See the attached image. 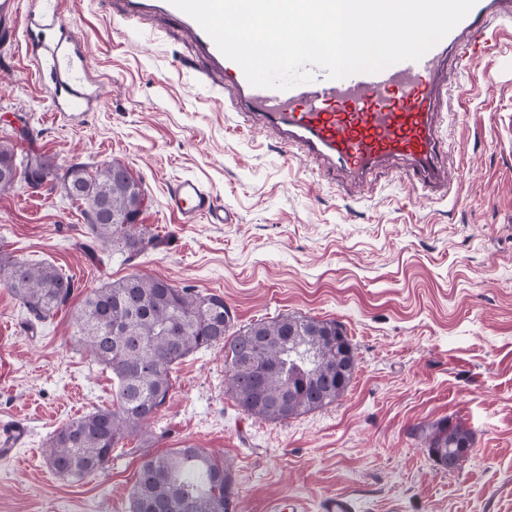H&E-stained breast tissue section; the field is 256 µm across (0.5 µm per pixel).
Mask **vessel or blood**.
I'll list each match as a JSON object with an SVG mask.
<instances>
[{"label":"vessel or blood","mask_w":512,"mask_h":512,"mask_svg":"<svg viewBox=\"0 0 512 512\" xmlns=\"http://www.w3.org/2000/svg\"><path fill=\"white\" fill-rule=\"evenodd\" d=\"M121 18L134 26L147 13L177 19L200 49L223 71L230 95L224 105L246 125H261L278 135L288 156L331 165L345 171L351 183L362 182L384 163L406 161L409 184L424 192L447 188L440 166L441 139L437 114L449 93L464 95V86L449 89V66L467 70L492 54L499 45L500 20L512 19V0H477L469 14L419 60L403 61L377 73H359L341 80L302 83L287 90L257 88L242 68L226 58L202 27L174 7L170 0H120ZM58 0H0V30L8 38L18 31L27 36L64 27ZM55 82L49 90L57 116L76 117L89 111L91 98L82 89L87 61L79 43L58 42L38 59ZM170 209L184 223L206 218L212 224H231L235 216L216 204L202 184L185 179L169 190ZM29 436L19 419L0 423V457L14 456Z\"/></svg>","instance_id":"b4317fda"}]
</instances>
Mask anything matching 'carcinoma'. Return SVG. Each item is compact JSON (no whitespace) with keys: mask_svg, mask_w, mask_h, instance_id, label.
Segmentation results:
<instances>
[{"mask_svg":"<svg viewBox=\"0 0 512 512\" xmlns=\"http://www.w3.org/2000/svg\"><path fill=\"white\" fill-rule=\"evenodd\" d=\"M33 174L39 187L54 175L41 155L16 162L0 146V170ZM63 182L82 202L91 234L132 260L161 240L137 224L142 183L105 164L95 173L70 165ZM0 287L20 303L29 323H45L69 306L75 282L46 263L0 262ZM78 342L112 372V405L65 423L46 442L47 464L60 477L81 479L102 469L127 438L145 431L167 403L170 370L212 347L224 351L228 390L247 416L285 422L328 407L347 392L356 355L342 324L281 315L235 327L224 297L177 288L161 277L134 273L88 292L74 309ZM430 455L459 467L472 447L470 433L445 422L421 430ZM237 492L231 468L203 448L184 445L141 463L131 489V512H232Z\"/></svg>","mask_w":512,"mask_h":512,"instance_id":"cac0c4a2","label":"carcinoma"}]
</instances>
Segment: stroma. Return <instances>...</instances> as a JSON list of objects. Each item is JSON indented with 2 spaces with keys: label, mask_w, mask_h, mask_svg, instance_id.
Returning <instances> with one entry per match:
<instances>
[{
  "label": "stroma",
  "mask_w": 512,
  "mask_h": 512,
  "mask_svg": "<svg viewBox=\"0 0 512 512\" xmlns=\"http://www.w3.org/2000/svg\"><path fill=\"white\" fill-rule=\"evenodd\" d=\"M59 2L98 103L81 122L55 118L25 40L0 46V143L20 159L47 156L60 175L75 162L124 164L145 189L138 222L164 244L131 261L98 250L61 184L21 181L0 193V255L52 263L83 292L139 272L216 293L239 326L334 320L357 368L335 404L270 423L227 393L221 348L198 351L174 367L151 436L66 480L42 449L69 420L111 405L112 374L78 343L72 313L27 326L0 288V421L21 418L31 431L14 458H0V512H130L144 457L185 443L231 462L235 512L288 501L319 512L340 495L356 512H512V22L500 51L470 68L468 95L440 116L452 156L444 199L410 188L404 162L360 188L240 125L213 95L222 72L178 21L131 29L108 0ZM181 178L211 189L235 223H182L167 206ZM441 420L472 437L451 472L412 435Z\"/></svg>",
  "instance_id": "1"
}]
</instances>
